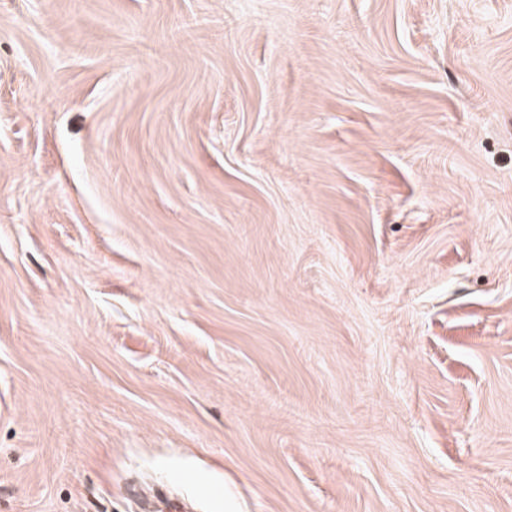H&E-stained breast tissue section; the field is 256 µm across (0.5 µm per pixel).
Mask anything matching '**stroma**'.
<instances>
[{"label":"stroma","instance_id":"stroma-1","mask_svg":"<svg viewBox=\"0 0 512 512\" xmlns=\"http://www.w3.org/2000/svg\"><path fill=\"white\" fill-rule=\"evenodd\" d=\"M512 512V0H0V512Z\"/></svg>","mask_w":512,"mask_h":512}]
</instances>
